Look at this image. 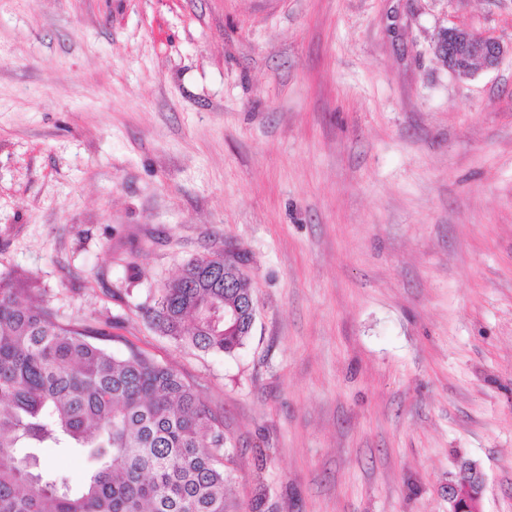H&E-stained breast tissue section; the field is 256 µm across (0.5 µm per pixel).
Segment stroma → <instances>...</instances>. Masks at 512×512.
Masks as SVG:
<instances>
[{
	"label": "stroma",
	"mask_w": 512,
	"mask_h": 512,
	"mask_svg": "<svg viewBox=\"0 0 512 512\" xmlns=\"http://www.w3.org/2000/svg\"><path fill=\"white\" fill-rule=\"evenodd\" d=\"M512 0H0V277L224 418L229 512H512ZM244 257L235 355L153 330ZM432 50L441 64L458 78L472 77L471 62L475 69H496L512 43L507 47L503 42L487 33L462 25L443 27L436 33ZM477 71V72H478ZM469 478L448 483V512H482L485 476L471 462H463Z\"/></svg>",
	"instance_id": "35a3bbf8"
}]
</instances>
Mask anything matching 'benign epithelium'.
Masks as SVG:
<instances>
[{
  "label": "benign epithelium",
  "mask_w": 512,
  "mask_h": 512,
  "mask_svg": "<svg viewBox=\"0 0 512 512\" xmlns=\"http://www.w3.org/2000/svg\"><path fill=\"white\" fill-rule=\"evenodd\" d=\"M432 50L441 64L458 78L472 76L471 62L479 64L481 70H492L499 66L512 46L487 33L462 25L443 27L436 33ZM255 303L248 299L239 307L224 312V321L232 326H240L247 321H255ZM469 478L448 483V512H482L485 476L471 462H463Z\"/></svg>",
  "instance_id": "7a95c632"
}]
</instances>
